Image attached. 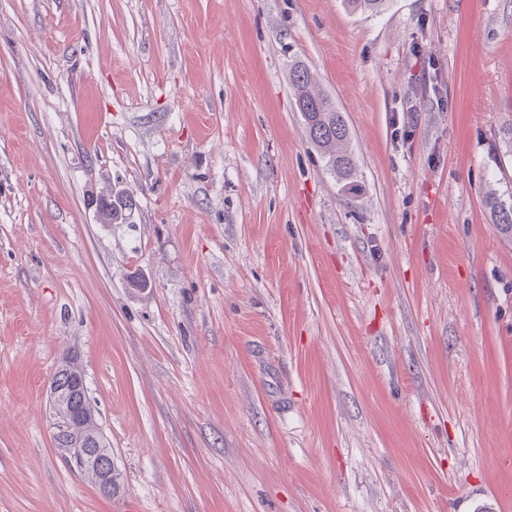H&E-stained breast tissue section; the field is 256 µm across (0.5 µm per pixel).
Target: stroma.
I'll use <instances>...</instances> for the list:
<instances>
[{
	"label": "stroma",
	"instance_id": "35a3bbf8",
	"mask_svg": "<svg viewBox=\"0 0 512 512\" xmlns=\"http://www.w3.org/2000/svg\"><path fill=\"white\" fill-rule=\"evenodd\" d=\"M492 191L512 0H0V512H512ZM71 357L109 498L53 445ZM295 102L309 140L325 161V166L345 189L357 184L358 159L351 147L349 127L334 99L318 87V80L302 62L290 69Z\"/></svg>",
	"mask_w": 512,
	"mask_h": 512
}]
</instances>
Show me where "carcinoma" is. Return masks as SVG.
Listing matches in <instances>:
<instances>
[{
    "mask_svg": "<svg viewBox=\"0 0 512 512\" xmlns=\"http://www.w3.org/2000/svg\"><path fill=\"white\" fill-rule=\"evenodd\" d=\"M348 10L367 16L384 12L388 0H344ZM291 85L294 89L295 102L309 140L325 161V166L336 181L344 188L355 187L358 177V159L351 147L349 127L344 113L339 110L334 99L318 87V80L305 64L296 62L290 69ZM487 201L493 209L495 224L501 233L512 237V205L501 200L492 192ZM83 376V371L72 360L59 366L53 377L63 382L64 398L56 410L63 420L69 419L70 412L77 409L81 418L71 422L65 443L72 442L89 445L100 456L112 452L110 444L98 427L94 408L87 397L71 388L76 380Z\"/></svg>",
    "mask_w": 512,
    "mask_h": 512,
    "instance_id": "cac0c4a2",
    "label": "carcinoma"
}]
</instances>
